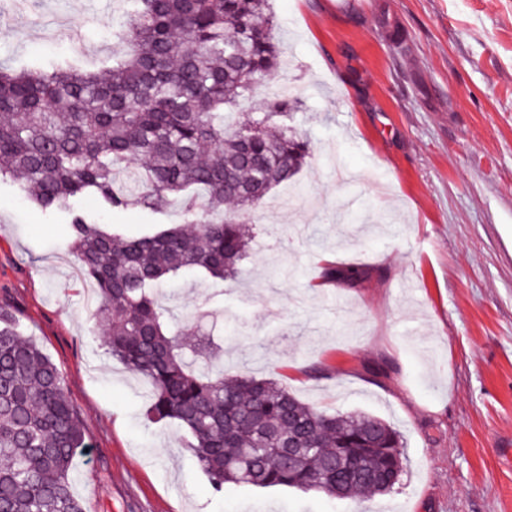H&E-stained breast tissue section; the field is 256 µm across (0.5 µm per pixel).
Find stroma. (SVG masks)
Returning a JSON list of instances; mask_svg holds the SVG:
<instances>
[{
	"label": "stroma",
	"instance_id": "obj_1",
	"mask_svg": "<svg viewBox=\"0 0 512 512\" xmlns=\"http://www.w3.org/2000/svg\"><path fill=\"white\" fill-rule=\"evenodd\" d=\"M128 0H0V63L88 71L112 58ZM285 65L287 124L312 158L290 208L260 206L236 281L163 288L173 327L224 322L226 372L245 366L329 412L394 426L395 489L363 501L228 483L214 494L182 432L144 417L149 387L113 360L66 218L0 180V309L61 371L88 452L72 491L85 512H512V0H269ZM79 30L82 52L65 33ZM80 210L129 236L181 221ZM366 265L358 287H321L324 254Z\"/></svg>",
	"mask_w": 512,
	"mask_h": 512
}]
</instances>
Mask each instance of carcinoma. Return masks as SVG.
Listing matches in <instances>:
<instances>
[{"mask_svg":"<svg viewBox=\"0 0 512 512\" xmlns=\"http://www.w3.org/2000/svg\"><path fill=\"white\" fill-rule=\"evenodd\" d=\"M268 0H130L122 48L100 72L77 61L48 71L0 64V178L40 209L70 216L72 254L97 294L112 359L148 380L145 415L174 422L211 489L284 486L337 499L386 494L406 461L400 433L365 414L307 405L270 378L209 372L169 328L161 282L184 272L237 278L259 206L309 163L308 140L284 123L298 98L240 107L280 68ZM95 193L112 209L164 212L182 223L135 237L74 210ZM363 266L323 269L357 287ZM88 447L63 376L0 310V512H83L74 459Z\"/></svg>","mask_w":512,"mask_h":512,"instance_id":"1","label":"carcinoma"}]
</instances>
